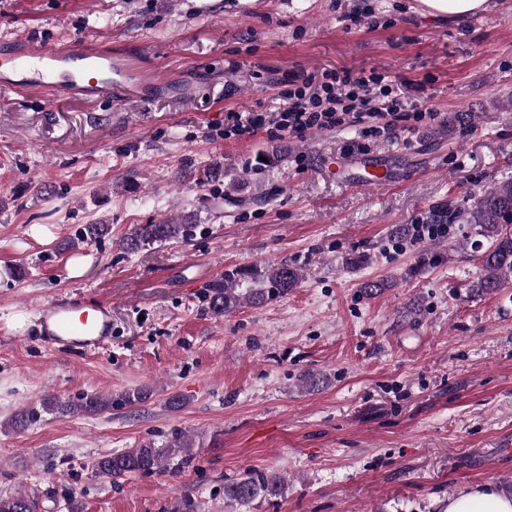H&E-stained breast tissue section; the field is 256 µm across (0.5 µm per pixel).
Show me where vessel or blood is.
<instances>
[{"instance_id": "obj_1", "label": "vessel or blood", "mask_w": 512, "mask_h": 512, "mask_svg": "<svg viewBox=\"0 0 512 512\" xmlns=\"http://www.w3.org/2000/svg\"><path fill=\"white\" fill-rule=\"evenodd\" d=\"M158 83L155 67L142 57L112 51L89 36L63 42L17 34L0 42V86L22 96L38 92L49 105L109 99L117 92L134 95L141 87ZM392 182L387 166L375 165L370 176L354 185L384 189ZM35 321L40 335L57 349L93 351L112 334L110 306H91L76 297L39 305Z\"/></svg>"}]
</instances>
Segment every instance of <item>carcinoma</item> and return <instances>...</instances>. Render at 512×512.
I'll use <instances>...</instances> for the list:
<instances>
[{"label": "carcinoma", "instance_id": "cac0c4a2", "mask_svg": "<svg viewBox=\"0 0 512 512\" xmlns=\"http://www.w3.org/2000/svg\"><path fill=\"white\" fill-rule=\"evenodd\" d=\"M464 220L475 225L482 236L491 239V245L482 255V274L470 285V295L480 297L492 294L512 280V179L488 188L473 202L450 211L437 209L429 217L431 224H451ZM195 224L187 219H168L156 224H138L123 240L129 251H136L154 243L187 240ZM111 233L109 224H87L80 240L97 242ZM303 274L285 262L268 263L261 268L234 269L224 272V278L214 282L209 290V309L222 317L243 304L261 307L269 300L288 294L302 281ZM149 393L143 390L127 392L117 399L91 394L75 402L60 403L50 399L41 408L23 409L9 420L11 428L21 431L40 418V411L54 414L96 415L116 406L143 403ZM195 458L194 443L180 432L168 439L163 448L146 442L120 453L107 454L94 464L97 474L112 480L131 474L167 472L176 474ZM288 489L287 480L279 474L249 470L224 484V500L230 505L251 506L256 501L282 497ZM0 512H37L35 499L24 494L0 497Z\"/></svg>", "mask_w": 512, "mask_h": 512}]
</instances>
